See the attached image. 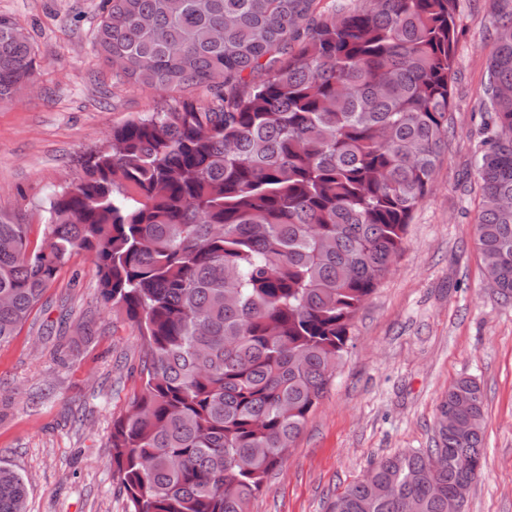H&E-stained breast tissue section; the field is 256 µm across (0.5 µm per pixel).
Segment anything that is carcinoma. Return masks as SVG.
Here are the masks:
<instances>
[{"instance_id": "obj_1", "label": "carcinoma", "mask_w": 512, "mask_h": 512, "mask_svg": "<svg viewBox=\"0 0 512 512\" xmlns=\"http://www.w3.org/2000/svg\"><path fill=\"white\" fill-rule=\"evenodd\" d=\"M94 39L115 77L203 91L112 129L47 196L41 241L0 214V344L72 258L143 339L141 392L112 424L130 512H248L331 382L353 322L404 249L448 137L456 0H102ZM485 88L497 128L476 156L485 270L512 298V0H493ZM36 69L0 14V102ZM425 451L373 463L330 512H452L483 448L468 377ZM0 464V512H26Z\"/></svg>"}]
</instances>
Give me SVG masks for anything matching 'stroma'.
Wrapping results in <instances>:
<instances>
[{"label": "stroma", "mask_w": 512, "mask_h": 512, "mask_svg": "<svg viewBox=\"0 0 512 512\" xmlns=\"http://www.w3.org/2000/svg\"><path fill=\"white\" fill-rule=\"evenodd\" d=\"M101 0H0L34 40L35 88L0 103V213L43 224L74 160L166 93L119 83L99 61ZM448 146L407 244L357 315L327 392L249 512H329L386 456L430 448L439 405L463 377L484 394L482 466L462 512H512V300L486 278L475 223L476 151L494 48L491 0H458ZM142 339L97 289L92 256L62 268L29 321L0 345V462L28 486L27 512H128L112 424L142 385Z\"/></svg>", "instance_id": "obj_1"}]
</instances>
